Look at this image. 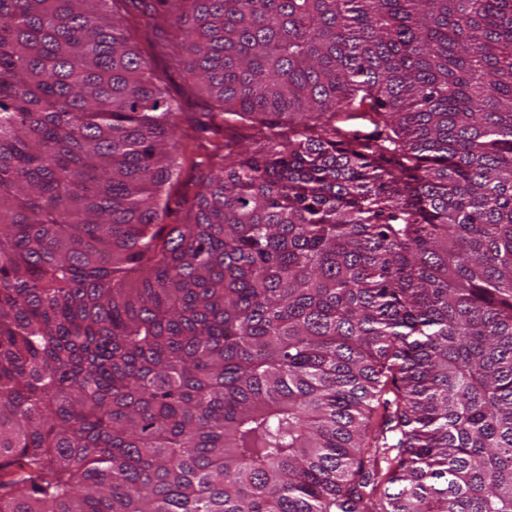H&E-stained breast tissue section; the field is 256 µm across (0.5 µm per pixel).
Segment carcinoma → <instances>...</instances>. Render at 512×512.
<instances>
[{
  "label": "carcinoma",
  "mask_w": 512,
  "mask_h": 512,
  "mask_svg": "<svg viewBox=\"0 0 512 512\" xmlns=\"http://www.w3.org/2000/svg\"><path fill=\"white\" fill-rule=\"evenodd\" d=\"M136 1L0 0V512H512V0ZM153 70L152 81L161 89H167L168 93L176 98L179 88L183 85V74L174 61V57L158 56L150 60Z\"/></svg>",
  "instance_id": "cac0c4a2"
}]
</instances>
